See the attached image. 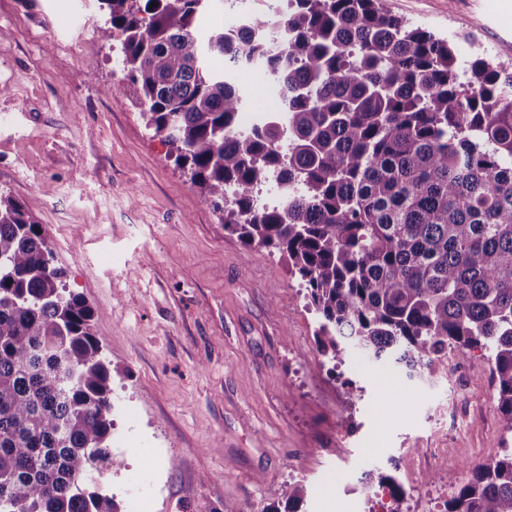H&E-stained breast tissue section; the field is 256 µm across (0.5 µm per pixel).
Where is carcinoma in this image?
Listing matches in <instances>:
<instances>
[{
	"label": "carcinoma",
	"instance_id": "carcinoma-1",
	"mask_svg": "<svg viewBox=\"0 0 512 512\" xmlns=\"http://www.w3.org/2000/svg\"><path fill=\"white\" fill-rule=\"evenodd\" d=\"M98 2L152 137L224 229L304 282L321 354L412 376L484 350L512 433V71L477 57L461 80L448 41L385 0H286L206 37L208 0ZM213 58L264 69L279 110L241 128L249 97ZM65 278L32 207L0 193V512H114L111 362ZM375 481L407 512L394 477ZM442 512H512V448Z\"/></svg>",
	"mask_w": 512,
	"mask_h": 512
}]
</instances>
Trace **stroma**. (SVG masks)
<instances>
[{
    "label": "stroma",
    "instance_id": "35a3bbf8",
    "mask_svg": "<svg viewBox=\"0 0 512 512\" xmlns=\"http://www.w3.org/2000/svg\"><path fill=\"white\" fill-rule=\"evenodd\" d=\"M280 0H210L204 28ZM467 60L512 70V0H386ZM95 0H0V192L30 202L70 291L95 311L112 362L117 512H264L288 485L296 512H439L507 438L483 352L417 375L321 355L305 289L278 256L225 231L153 139ZM362 390L347 402L348 385ZM351 426L343 430L339 418ZM376 479L380 485L385 484L390 491L393 507L389 511L407 512V508L404 507L406 493L396 479L390 475H384L383 473L377 472V469H369L364 473V482L366 486H370Z\"/></svg>",
    "mask_w": 512,
    "mask_h": 512
}]
</instances>
